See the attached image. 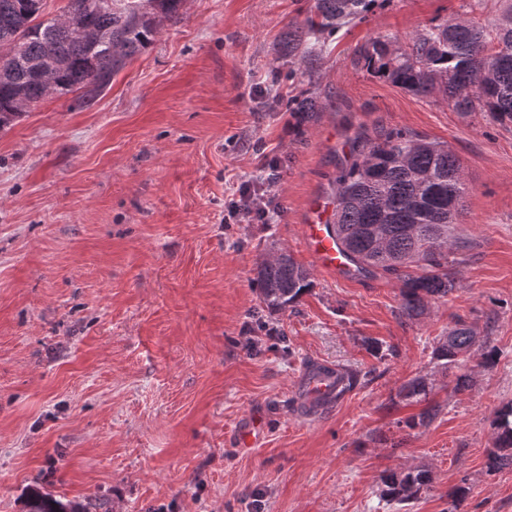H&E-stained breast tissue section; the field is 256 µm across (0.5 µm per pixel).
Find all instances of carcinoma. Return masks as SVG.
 Wrapping results in <instances>:
<instances>
[{"label": "carcinoma", "instance_id": "1", "mask_svg": "<svg viewBox=\"0 0 512 512\" xmlns=\"http://www.w3.org/2000/svg\"><path fill=\"white\" fill-rule=\"evenodd\" d=\"M42 0H0V130L28 106L50 94L79 93L92 105L135 55L156 39L161 21L147 6L158 3L162 17L180 15L184 0H81L77 24L110 33L91 43L59 17L43 19ZM373 0H315L304 27L288 31V63H308L297 56L305 41L362 20ZM53 53L66 65L43 86L40 69ZM377 77L419 97L440 93L463 115L484 112L502 126L512 124V7L485 21L450 18L411 36L403 44L376 37L359 50ZM291 116L302 119L317 102L300 95L291 100ZM356 157L341 171L334 195L336 235L354 271L380 269L402 280L401 309L409 317L448 296L454 280L448 274V249L455 242L457 203L468 183L459 158L448 146L419 135L392 131L373 139L355 136ZM256 282L264 307L279 313L294 306L313 286L311 272L281 253L260 263ZM474 329L458 322L433 350L448 370L473 353ZM400 395L425 398L428 386L415 378ZM494 451L489 467L512 465V403L492 421ZM426 469H402L381 477V496L407 504L428 489ZM24 512H87L84 505L63 501L39 489L24 500Z\"/></svg>", "mask_w": 512, "mask_h": 512}]
</instances>
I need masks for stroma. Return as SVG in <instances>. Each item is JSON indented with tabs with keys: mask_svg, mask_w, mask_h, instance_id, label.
<instances>
[{
	"mask_svg": "<svg viewBox=\"0 0 512 512\" xmlns=\"http://www.w3.org/2000/svg\"><path fill=\"white\" fill-rule=\"evenodd\" d=\"M314 3L186 0L95 104L51 95L0 130V512L35 487L89 512H512V466L487 467L512 402V125L356 63L373 37L512 0H376L321 36L309 75L281 40ZM304 93L321 109L299 122L287 103ZM359 130L420 135L464 167L455 289L416 318L396 276L325 274L301 243ZM263 156L282 167L278 216L225 223ZM279 252L314 286L271 313L257 266ZM459 319L498 356L455 367L472 378L456 393L432 352ZM313 359L367 380L306 419L294 386ZM417 377L428 399L399 397ZM256 416L263 434L240 447ZM407 467L431 486L403 508L381 500V476Z\"/></svg>",
	"mask_w": 512,
	"mask_h": 512,
	"instance_id": "stroma-1",
	"label": "stroma"
}]
</instances>
